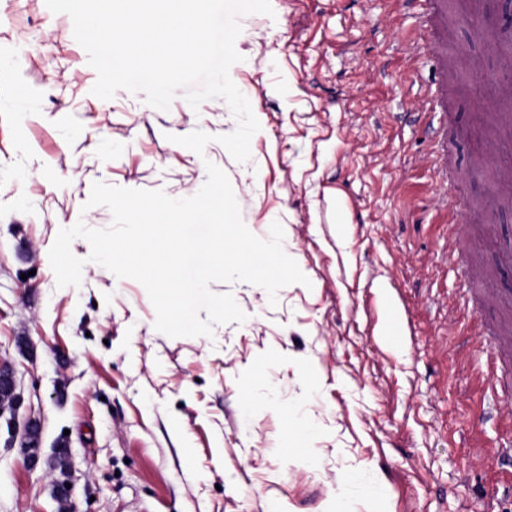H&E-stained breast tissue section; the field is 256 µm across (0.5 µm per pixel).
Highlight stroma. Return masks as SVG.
Returning <instances> with one entry per match:
<instances>
[{"mask_svg":"<svg viewBox=\"0 0 512 512\" xmlns=\"http://www.w3.org/2000/svg\"><path fill=\"white\" fill-rule=\"evenodd\" d=\"M242 19L234 83L260 129L251 158L217 141L237 121L223 100L169 110L143 95L91 92L97 74L65 14L0 0V360L36 419L30 469L0 426V512H58L50 464L66 450L77 512H512V462H495L512 390L478 323L481 304L448 251L441 217L468 238L473 268L512 299V206L481 214L501 180L477 163L490 131L512 164V129L488 104L512 54L486 26H512V0H443L444 53L470 69L432 115L434 63L404 0H271ZM200 130L203 154L172 143ZM228 175L242 219L280 222L308 285L277 305L231 292L244 323L213 337L154 328L144 287L85 259L60 288L48 253L60 229L112 222L86 208L93 182L194 195L206 162ZM310 442L286 452L288 431Z\"/></svg>","mask_w":512,"mask_h":512,"instance_id":"1","label":"stroma"}]
</instances>
